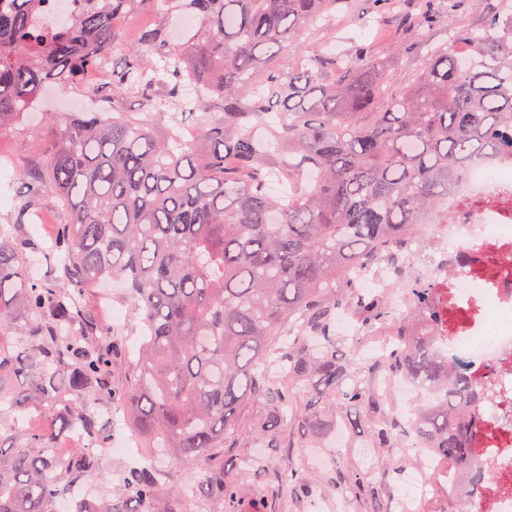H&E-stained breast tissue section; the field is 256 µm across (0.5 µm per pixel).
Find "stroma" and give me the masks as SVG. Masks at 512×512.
Wrapping results in <instances>:
<instances>
[{
    "label": "stroma",
    "mask_w": 512,
    "mask_h": 512,
    "mask_svg": "<svg viewBox=\"0 0 512 512\" xmlns=\"http://www.w3.org/2000/svg\"><path fill=\"white\" fill-rule=\"evenodd\" d=\"M408 4L409 0H395L391 5L384 0H341L335 12L304 29L299 41L306 51L343 59L353 56L358 49H366L386 63L391 86L404 87L413 80L418 68L416 55L399 61L393 54L395 39L403 36L395 18ZM482 12L483 7L476 0H448L446 11L429 30L408 37L425 49L449 47L457 27L478 28ZM66 91L74 98L92 99L96 111L108 112L116 106L135 118L147 120L162 137L172 126L170 112H144L138 94H127L120 104H113L110 84L101 78L91 84L74 80ZM48 143L47 136L32 133L26 124L0 135V227L19 229L43 248L67 223V213L48 187L43 188L37 204L26 213H19L18 204L23 195V175L32 159L46 158ZM85 303L94 323L111 332L129 351H136L140 316L124 289H91ZM268 410V404L262 400L245 404L234 417L236 427L229 439L230 446L224 451L225 469L244 472L248 483L267 496V512H311L316 506L328 512L337 498L356 499L370 488L385 496L397 484L400 470L416 468L423 461L422 455L414 450L368 446L364 433L371 425L370 420L360 407L342 397L319 403L316 416L325 424L322 432L299 433L291 418H284L281 445L277 448L243 427L244 422L261 419ZM107 435L106 446L98 450L100 469L80 484L85 498L101 501L118 497L130 472L142 466L166 472L167 479L155 501L128 503L127 512H163L164 502L172 495L178 500L180 512H199L198 497L205 475L194 462L173 464L167 456L151 454L144 448L139 449L134 460L114 455L109 448L120 442L122 434L111 428ZM284 465L311 487L307 499H297L291 484L281 480L280 468Z\"/></svg>",
    "instance_id": "obj_1"
}]
</instances>
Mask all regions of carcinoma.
Instances as JSON below:
<instances>
[{
	"label": "carcinoma",
	"instance_id": "obj_1",
	"mask_svg": "<svg viewBox=\"0 0 512 512\" xmlns=\"http://www.w3.org/2000/svg\"><path fill=\"white\" fill-rule=\"evenodd\" d=\"M45 0H0V132L27 119L26 108L52 80L112 65V101L140 95L155 108L154 88L196 117L192 139L176 150L151 127L123 112L45 114L52 151L25 181L22 210L51 186L69 223L55 248L62 275L36 282L27 273L30 243H0V400L21 375L30 387L14 394L22 408L47 413L88 441L106 444L97 413L82 401L95 390L115 397L117 342L94 328L79 299L105 279L121 281L140 315L141 349L134 380L120 391L145 448L208 470V500L234 504L245 483L216 463L232 416L246 402L271 409L256 429L273 436L293 385L349 396L376 418L381 403L363 390L345 391L349 366L334 314L352 307L367 323L385 311L352 286L327 293L336 276L378 250L420 234L422 219L448 201L470 165L512 148V0H490L478 30H456L471 49L468 63L448 50L428 51L413 81L391 94L388 71L366 50L347 63L313 54L303 69L291 58L299 34L336 9V0H164L171 11L200 19L175 47L164 16L123 42L115 20L155 9L159 0H79L73 22L41 23ZM441 0H413L405 25L416 30L439 17ZM163 62L149 73L142 48ZM277 64L272 77L255 76ZM196 84L193 101L182 84ZM276 113L278 121L266 124ZM288 181V197H272L266 180ZM436 283L409 289L415 318L434 313ZM22 313L25 348L7 327ZM300 334L288 352L289 379L270 388L264 365L291 320ZM399 347L369 366L441 393L418 407L409 447L448 463L463 484L479 485L468 448L483 417L480 390L452 368L408 321ZM313 398L298 411L299 427L316 428ZM394 430L372 429L388 448ZM20 442L5 454L4 442ZM99 469V455L62 460L51 431L25 428L0 412V512H56L62 493ZM159 473H130L125 496L154 499Z\"/></svg>",
	"mask_w": 512,
	"mask_h": 512
}]
</instances>
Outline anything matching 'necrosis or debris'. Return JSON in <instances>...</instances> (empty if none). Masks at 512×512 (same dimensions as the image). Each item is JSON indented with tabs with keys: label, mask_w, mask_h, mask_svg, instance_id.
<instances>
[{
	"label": "necrosis or debris",
	"mask_w": 512,
	"mask_h": 512,
	"mask_svg": "<svg viewBox=\"0 0 512 512\" xmlns=\"http://www.w3.org/2000/svg\"><path fill=\"white\" fill-rule=\"evenodd\" d=\"M426 222L432 247L412 264L438 284L443 320L433 345L482 393L485 419L469 448L483 474L478 500L491 512H512V154L472 165L448 194L447 216ZM434 468L428 458L408 475L388 512H413L433 498Z\"/></svg>",
	"instance_id": "4bbe7bcc"
}]
</instances>
